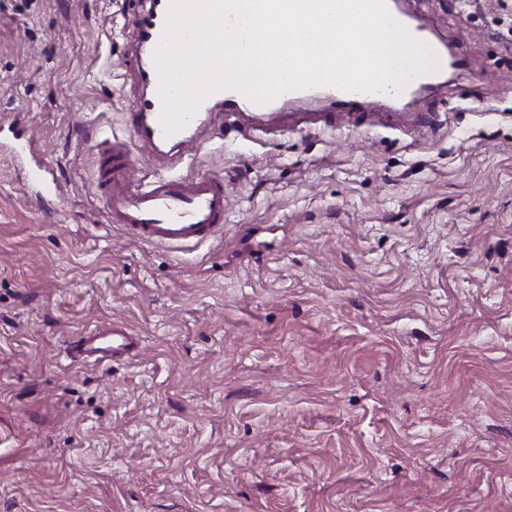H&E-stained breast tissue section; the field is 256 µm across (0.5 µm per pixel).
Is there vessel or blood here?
Wrapping results in <instances>:
<instances>
[{"instance_id":"vessel-or-blood-1","label":"vessel or blood","mask_w":512,"mask_h":512,"mask_svg":"<svg viewBox=\"0 0 512 512\" xmlns=\"http://www.w3.org/2000/svg\"><path fill=\"white\" fill-rule=\"evenodd\" d=\"M171 0H151L147 15L137 29L139 44L156 50L163 38ZM391 18L414 39L428 44L435 52L437 71L417 76L401 94L386 92L342 91L336 88H320V95L330 104L372 103L380 99L397 101L399 96L425 93L433 89L448 68H460L464 60L448 53V44L433 29L406 11L400 0H386ZM134 69L138 81L146 85L150 93L136 99L130 122L134 140L151 145L162 151L169 168L181 162L180 148L206 135L213 113L225 117L250 114L260 116L272 110V103L252 101L236 88H224L209 94L188 125L173 134H165L161 125L163 104L159 96V74L155 60H135ZM99 171L96 190L104 199L110 223L122 225L134 240L170 247L199 244L221 235L224 231V181L212 175L182 178L176 175L158 176L137 186L128 185L124 172L132 162L126 150L104 147L98 152ZM113 342L105 333L86 331L78 345V353L100 361L109 360Z\"/></svg>"}]
</instances>
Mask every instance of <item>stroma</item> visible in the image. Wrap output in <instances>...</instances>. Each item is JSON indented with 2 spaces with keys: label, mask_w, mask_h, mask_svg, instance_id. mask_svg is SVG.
Listing matches in <instances>:
<instances>
[{
  "label": "stroma",
  "mask_w": 512,
  "mask_h": 512,
  "mask_svg": "<svg viewBox=\"0 0 512 512\" xmlns=\"http://www.w3.org/2000/svg\"><path fill=\"white\" fill-rule=\"evenodd\" d=\"M403 4L466 68L215 116L224 234L172 249L95 194L148 0H0V512H512V0ZM114 336L119 337L122 342L127 340V335L122 330L111 329L105 333L98 330H88L80 340L77 351L79 355L86 358L96 356L95 362L109 360L114 348ZM108 337L110 339H107Z\"/></svg>",
  "instance_id": "35a3bbf8"
}]
</instances>
